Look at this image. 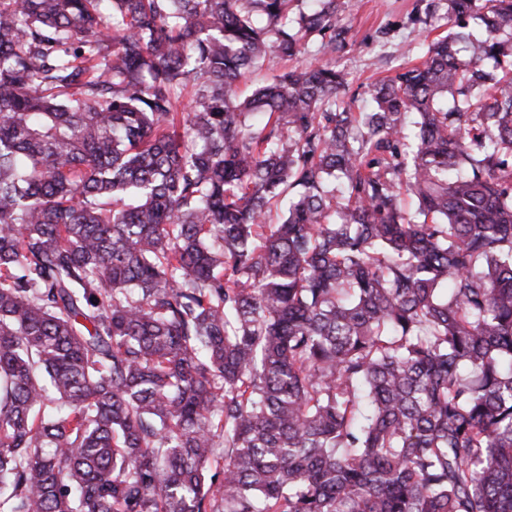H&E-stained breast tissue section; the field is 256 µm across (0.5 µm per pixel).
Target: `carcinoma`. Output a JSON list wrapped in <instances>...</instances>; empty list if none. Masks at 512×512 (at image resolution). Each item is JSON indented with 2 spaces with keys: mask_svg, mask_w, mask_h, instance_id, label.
I'll use <instances>...</instances> for the list:
<instances>
[{
  "mask_svg": "<svg viewBox=\"0 0 512 512\" xmlns=\"http://www.w3.org/2000/svg\"><path fill=\"white\" fill-rule=\"evenodd\" d=\"M296 2L0 0V512H512V0ZM336 1L340 24L347 29V45L336 51L332 61L348 74L345 99L355 95L353 112L368 104L372 84L419 62L432 39L448 34V17L440 16L427 26L415 20L424 17L422 0ZM403 45L413 49L409 56L401 54ZM295 63L296 61L285 63L279 59L269 61V63L264 65L262 70H257L253 75H251V77H249V79L240 83V94L243 96L250 95L256 84L263 82L272 74L283 72L286 67H289Z\"/></svg>",
  "mask_w": 512,
  "mask_h": 512,
  "instance_id": "1",
  "label": "carcinoma"
}]
</instances>
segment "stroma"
I'll list each match as a JSON object with an SVG mask.
<instances>
[{
  "mask_svg": "<svg viewBox=\"0 0 512 512\" xmlns=\"http://www.w3.org/2000/svg\"><path fill=\"white\" fill-rule=\"evenodd\" d=\"M422 4L423 0H337L347 45L333 60L348 75L353 110L365 108L372 84L417 63L432 39L447 34V17L426 25L417 22L416 9ZM405 45L411 46L410 55H402Z\"/></svg>",
  "mask_w": 512,
  "mask_h": 512,
  "instance_id": "1",
  "label": "stroma"
}]
</instances>
